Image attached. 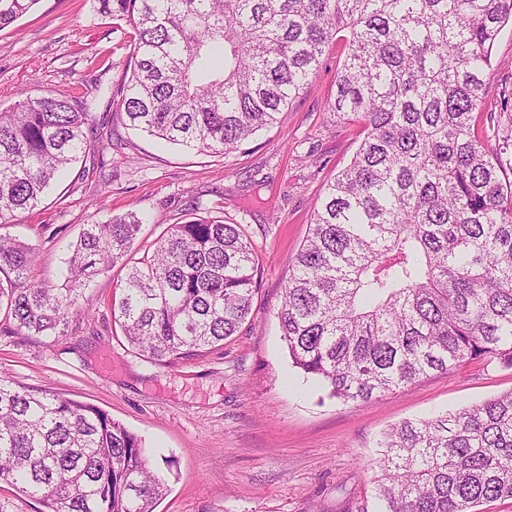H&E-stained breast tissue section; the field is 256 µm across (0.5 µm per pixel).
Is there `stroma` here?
Instances as JSON below:
<instances>
[{
	"mask_svg": "<svg viewBox=\"0 0 512 512\" xmlns=\"http://www.w3.org/2000/svg\"><path fill=\"white\" fill-rule=\"evenodd\" d=\"M131 29L95 0H39L0 29V107L20 97L86 93L101 133L38 205L0 234L37 249L29 280L59 288L84 225L131 211L145 222L133 256L169 225L199 215L243 224L255 245L252 316L220 349L173 364L143 360L112 320L122 265L93 276L61 333L15 332L0 311V376L106 411L141 438L168 491L155 512H374L383 432L512 391V368L481 360L420 378L362 403L331 397L294 367L277 310L326 184L351 160L359 124L329 109L342 40L307 89L227 155H198L113 124L109 90L121 77ZM476 136L512 135V28L491 54Z\"/></svg>",
	"mask_w": 512,
	"mask_h": 512,
	"instance_id": "35a3bbf8",
	"label": "stroma"
}]
</instances>
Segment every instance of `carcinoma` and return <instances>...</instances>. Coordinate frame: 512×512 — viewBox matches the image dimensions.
Returning <instances> with one entry per match:
<instances>
[{"instance_id": "obj_1", "label": "carcinoma", "mask_w": 512, "mask_h": 512, "mask_svg": "<svg viewBox=\"0 0 512 512\" xmlns=\"http://www.w3.org/2000/svg\"><path fill=\"white\" fill-rule=\"evenodd\" d=\"M133 48L111 96L123 124L225 154L277 123L344 33L330 109L363 139L325 188L277 317L292 364L368 402L483 359L512 368V181L470 126L512 0H96ZM38 0H0V29ZM98 131L87 99L0 111V224L35 206ZM134 212L89 224L64 291L28 281L36 247L0 236V306L50 335L90 271L126 259L112 319L154 363L224 345L252 312L256 250L243 225H170L133 261ZM376 512H474L512 497V391L404 421L380 441ZM44 512H154L166 490L142 441L102 409L0 379V482Z\"/></svg>"}]
</instances>
